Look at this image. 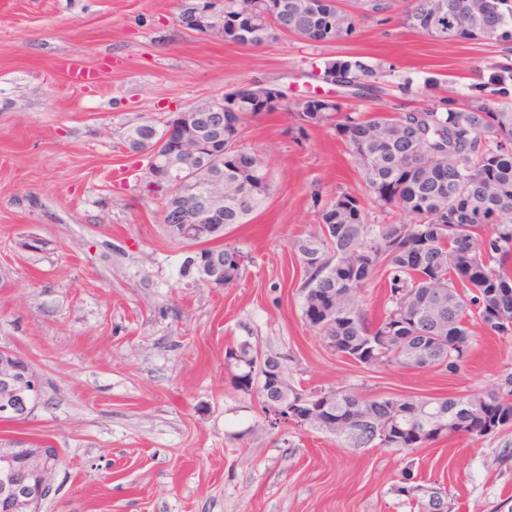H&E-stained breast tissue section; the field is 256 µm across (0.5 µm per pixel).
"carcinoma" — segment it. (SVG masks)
<instances>
[{"mask_svg": "<svg viewBox=\"0 0 512 512\" xmlns=\"http://www.w3.org/2000/svg\"><path fill=\"white\" fill-rule=\"evenodd\" d=\"M253 2L224 0V43L259 46L279 33L332 43L357 32L356 16L339 0H323L316 10L307 0H268L261 5V21L234 24ZM402 20L438 41L494 44L500 60L486 66L489 74L478 92L434 95L419 106L397 104L391 115L346 111L337 96L305 95L283 106L302 136L334 127L375 202L394 204L412 217L410 224H371L356 197L336 196L319 215V231L293 243L304 271L302 310L323 306L324 296L333 293L336 308L321 313L319 331L336 353L368 367L397 363L455 375L471 351L473 320L498 336L512 335V0H407ZM323 73L336 76V87L350 88L357 98L382 90V67L357 56L331 60ZM224 98L236 108L235 124L218 129L208 103L195 105L206 150L203 158L182 163L178 183L165 184L161 196L162 204L189 214L195 209L191 191L202 186L205 164L224 165V179L235 188L224 197V223L213 225L203 239L215 246L187 256L179 273L194 276L197 259L216 254L224 259L228 286L245 255L222 243L224 231L249 223L265 207L270 185L263 162L241 144L245 124L259 111L246 90ZM179 116L133 127L126 148L141 154L160 145L165 126ZM167 148L160 145L159 152ZM462 239L472 247L461 249ZM379 273L388 279L389 293L383 316L373 324L358 297ZM226 359L239 369L237 386L259 381L262 400L306 397L308 404L296 413L310 405L336 415L334 435L350 448L409 451L459 434L478 441L512 425V373L486 391L369 398L350 389L307 392L290 383L280 389L275 380L287 376L291 358L261 355L247 341L227 350ZM419 488L408 468L393 492L417 512H439Z\"/></svg>", "mask_w": 512, "mask_h": 512, "instance_id": "carcinoma-1", "label": "carcinoma"}]
</instances>
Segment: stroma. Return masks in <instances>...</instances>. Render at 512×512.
Listing matches in <instances>:
<instances>
[{
  "label": "stroma",
  "instance_id": "1",
  "mask_svg": "<svg viewBox=\"0 0 512 512\" xmlns=\"http://www.w3.org/2000/svg\"><path fill=\"white\" fill-rule=\"evenodd\" d=\"M181 0H0V349L43 383L34 415L1 423L0 443L56 448L41 512H410L394 488L405 467L445 487L453 512H512V427L443 438L410 453L349 448L335 435L270 427L257 389L234 382L227 349L250 342L292 356L303 389L448 396L512 373V335L472 323L456 375L399 364L366 368L330 349L302 317L303 268L293 240L348 193L371 223L380 209L345 141L325 127L298 135L285 114L250 119L247 149L263 159L270 196L225 243L246 260L210 288L179 275L191 247L170 240L147 161L127 155L143 121L221 98L253 82L288 96L323 90L326 61L355 55L385 68L382 93L345 98L362 111L426 100L435 72L471 93L493 46L449 44L360 15L351 39L279 35L258 47L184 32ZM92 69L76 86L63 61Z\"/></svg>",
  "mask_w": 512,
  "mask_h": 512
}]
</instances>
